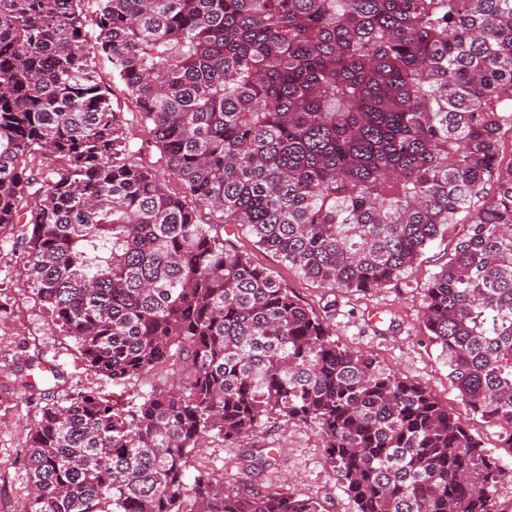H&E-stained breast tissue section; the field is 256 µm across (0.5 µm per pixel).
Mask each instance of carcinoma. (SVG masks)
Masks as SVG:
<instances>
[{
    "instance_id": "cac0c4a2",
    "label": "carcinoma",
    "mask_w": 512,
    "mask_h": 512,
    "mask_svg": "<svg viewBox=\"0 0 512 512\" xmlns=\"http://www.w3.org/2000/svg\"><path fill=\"white\" fill-rule=\"evenodd\" d=\"M0 0V226L93 371L27 433L29 512H326L195 468L209 441L313 428L357 512H512V475L422 385L331 323L224 229L327 288L395 285L462 226L422 321L468 410L512 449V0ZM105 55L168 176L127 147ZM180 185L176 191L168 184ZM496 184L493 197L485 187ZM248 448L241 469L276 465ZM164 371H156L152 374L142 375L133 378L125 384L124 390L129 398H138L139 394H145L151 390V387L161 382L164 377Z\"/></svg>"
}]
</instances>
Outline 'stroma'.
Segmentation results:
<instances>
[{"label": "stroma", "instance_id": "35a3bbf8", "mask_svg": "<svg viewBox=\"0 0 512 512\" xmlns=\"http://www.w3.org/2000/svg\"><path fill=\"white\" fill-rule=\"evenodd\" d=\"M102 86L112 90V107L142 164L164 171V161L147 128L137 121V107L123 90L111 63L91 59ZM242 251L265 267L283 287L326 316L337 340L373 355L386 368L431 391L440 403L465 419L471 435L494 450L512 471V450L499 447L495 428L471 416L448 379V363L421 321L424 294L457 243L456 230L432 242L398 285L374 293L331 290L289 268L274 252L258 248L248 230L235 227ZM29 261L21 228H0V512H27L31 498L26 435L44 406L85 389L111 391V383L84 363L75 341L66 336L43 307L24 275ZM278 449L276 468L258 481L324 502L328 512H355L353 500L327 468L322 443L313 429L268 423L248 445L211 441L197 453L195 465L223 472L225 480L248 481L238 466L245 447Z\"/></svg>", "mask_w": 512, "mask_h": 512}]
</instances>
